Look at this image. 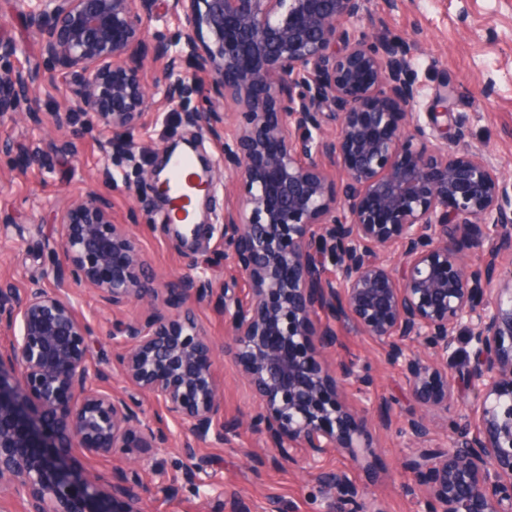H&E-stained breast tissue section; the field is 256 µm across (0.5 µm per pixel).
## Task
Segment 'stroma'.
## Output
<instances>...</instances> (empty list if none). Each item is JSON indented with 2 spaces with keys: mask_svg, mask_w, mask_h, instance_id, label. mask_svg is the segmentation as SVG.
<instances>
[{
  "mask_svg": "<svg viewBox=\"0 0 512 512\" xmlns=\"http://www.w3.org/2000/svg\"><path fill=\"white\" fill-rule=\"evenodd\" d=\"M367 6L361 23L364 31L377 37L399 35L409 42L423 99H430L446 83L455 84L456 127L448 132L452 149H481L512 175V0H404L393 10L386 0H368ZM0 39L17 47L12 66L31 71L40 65L38 34L29 27L19 0H0ZM188 82L193 89L189 97L173 107L150 108L136 133L144 145L140 153L144 174L161 165L158 147L183 142L196 131L192 113L208 78L194 74ZM73 92L69 79L45 72L31 83L44 131L53 132L55 114L67 106ZM105 138L103 130H81L76 155H54L45 167L23 166L19 159L29 146L27 126L0 123V143L10 146L0 153V172L8 178L0 187V280L20 289L35 283L55 288L53 267L60 245L55 214L69 198L91 186ZM109 199L114 222L132 225L155 287L182 275L197 280L200 297L188 310L208 334L214 350L212 370L224 389V434L196 442V481L181 486L184 459L178 448L184 432L151 394L125 383L120 366L123 344L112 338L116 322H140L143 305L134 302L114 310L102 304L93 289L70 288L71 300L88 325L90 383H97L99 372H106L113 392L127 400L139 419L163 417L170 433L169 447L139 453L144 512H344L332 481L339 471L378 512H422L424 488L409 467L418 450L407 422L426 413L431 448L447 447L451 415L475 428L470 416L475 391L462 372L448 373L452 398L447 407L421 410L409 378L388 361L383 346L352 319L333 320L338 346L332 357L337 368L347 372L339 389L354 413L366 419L364 460L355 464L345 449L322 456L311 469L265 460L266 443L249 426L257 404L246 367L224 350L226 325L219 311L224 291L233 289L244 300L248 286L232 278L224 260L222 226H205L198 250L189 256L163 233L167 207L154 197L149 182H142L140 198L116 190ZM56 454L70 470L99 475L104 485L114 487V512H124L126 498L119 486L129 465L127 455L88 457L74 448H60ZM173 482L179 483V491L166 492V484Z\"/></svg>",
  "mask_w": 512,
  "mask_h": 512,
  "instance_id": "stroma-1",
  "label": "stroma"
}]
</instances>
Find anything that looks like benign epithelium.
<instances>
[{"label":"benign epithelium","mask_w":512,"mask_h":512,"mask_svg":"<svg viewBox=\"0 0 512 512\" xmlns=\"http://www.w3.org/2000/svg\"><path fill=\"white\" fill-rule=\"evenodd\" d=\"M29 2L50 73L68 75L79 90L48 136L29 77L0 68V121L24 120L37 132L27 163L76 153L66 133L79 124L103 128L107 140L97 187L57 214L67 269L58 288L21 294L0 281V334L8 337L0 346V494L26 497L29 512H82L81 499L110 512L96 480L72 477L47 451L41 423L22 416L28 396L60 419L58 439L88 454L127 453L134 422L141 448L169 441L121 396L87 386V326L67 278L114 310L144 303L143 322L112 331L129 339L124 380L196 438L224 429L206 333L191 316L158 307L135 238L111 220L102 192L139 195L128 168L146 109L181 103L184 75L194 71L211 78V96L193 120L221 141L224 161L212 164L193 140L182 150L198 162L202 205L219 179L243 189L241 205L222 216L224 259L251 298L224 296V322L260 404L252 429L272 460L310 468L333 449L361 447L363 427L329 390L336 336L319 311L341 310L386 348L422 408L448 401L450 369H467L476 387L477 433L450 417L448 447L422 446L411 461L426 486L423 512H512V178L482 151H451L448 138L427 132L448 127L455 86L435 95L422 124L410 51L361 29L367 0H171L174 32L151 50L147 0ZM329 122L338 128L332 138ZM168 183L165 167L151 174L154 194L169 205ZM489 226L499 238L486 251ZM199 228L163 225L188 251ZM472 249L486 251L483 266L466 262ZM195 290L188 275L165 288L172 307L194 300ZM409 432L427 441L425 414ZM333 482L345 512H376L343 475ZM142 489L134 465L123 476L127 512H143Z\"/></svg>","instance_id":"obj_1"}]
</instances>
